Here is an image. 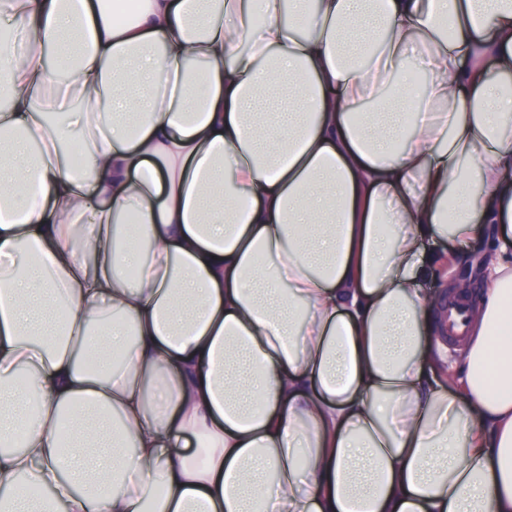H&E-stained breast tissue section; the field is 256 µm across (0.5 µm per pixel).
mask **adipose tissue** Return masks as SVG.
Returning a JSON list of instances; mask_svg holds the SVG:
<instances>
[{"label": "adipose tissue", "mask_w": 512, "mask_h": 512, "mask_svg": "<svg viewBox=\"0 0 512 512\" xmlns=\"http://www.w3.org/2000/svg\"><path fill=\"white\" fill-rule=\"evenodd\" d=\"M20 29L0 508L512 512V0H0ZM464 265L465 262H460L458 269L452 275L448 274V267L436 270L432 277L425 284L427 292L433 297H438L435 295H441L444 291L447 292L450 279L452 278L456 280V275L463 274L462 270Z\"/></svg>", "instance_id": "1"}]
</instances>
